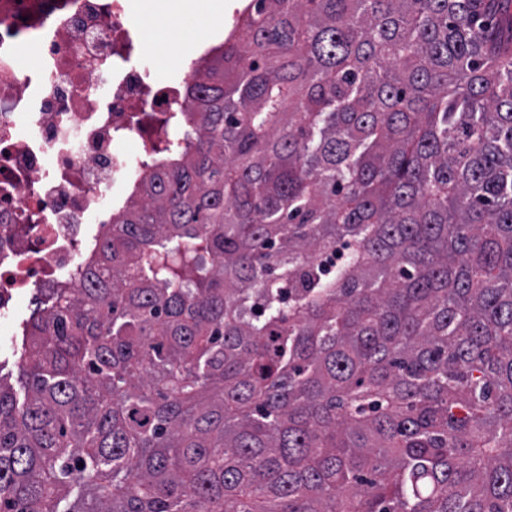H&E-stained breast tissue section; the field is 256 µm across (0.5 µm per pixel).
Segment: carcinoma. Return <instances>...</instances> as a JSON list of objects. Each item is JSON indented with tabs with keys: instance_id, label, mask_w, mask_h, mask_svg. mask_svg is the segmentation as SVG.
I'll list each match as a JSON object with an SVG mask.
<instances>
[{
	"instance_id": "obj_1",
	"label": "carcinoma",
	"mask_w": 512,
	"mask_h": 512,
	"mask_svg": "<svg viewBox=\"0 0 512 512\" xmlns=\"http://www.w3.org/2000/svg\"><path fill=\"white\" fill-rule=\"evenodd\" d=\"M0 377V512H512V0H248Z\"/></svg>"
}]
</instances>
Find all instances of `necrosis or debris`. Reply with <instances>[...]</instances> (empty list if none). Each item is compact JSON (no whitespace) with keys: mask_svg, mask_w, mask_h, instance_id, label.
<instances>
[{"mask_svg":"<svg viewBox=\"0 0 512 512\" xmlns=\"http://www.w3.org/2000/svg\"><path fill=\"white\" fill-rule=\"evenodd\" d=\"M136 29L124 0H0V316L30 289L79 287L100 200L147 173L149 115L189 109Z\"/></svg>","mask_w":512,"mask_h":512,"instance_id":"1","label":"necrosis or debris"}]
</instances>
